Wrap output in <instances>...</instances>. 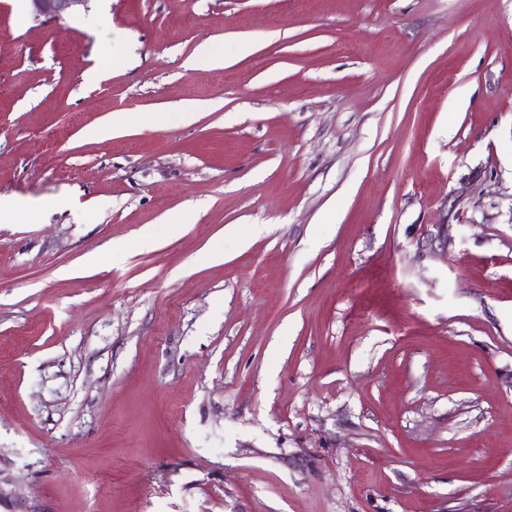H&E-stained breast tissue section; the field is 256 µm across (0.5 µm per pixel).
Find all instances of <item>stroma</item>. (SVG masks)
I'll use <instances>...</instances> for the list:
<instances>
[{"mask_svg":"<svg viewBox=\"0 0 512 512\" xmlns=\"http://www.w3.org/2000/svg\"><path fill=\"white\" fill-rule=\"evenodd\" d=\"M0 196V512H512V0H0ZM30 2L32 13L36 17H56L69 7L86 5L89 0H27ZM173 111V112H172ZM170 112H147L140 119L141 124H159L166 121L175 120L178 122H191L195 120L197 112L194 108L179 107ZM122 112L112 114L111 118L103 123L90 126L85 131V137L94 140L111 138L116 133H122L128 126ZM35 210L34 205L23 199L0 196V223L15 224Z\"/></svg>","mask_w":512,"mask_h":512,"instance_id":"35a3bbf8","label":"stroma"}]
</instances>
